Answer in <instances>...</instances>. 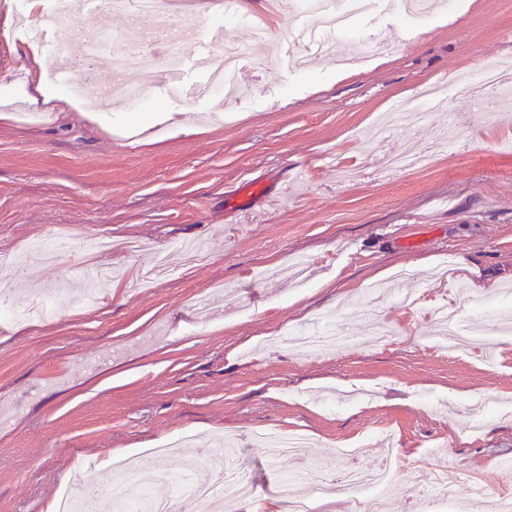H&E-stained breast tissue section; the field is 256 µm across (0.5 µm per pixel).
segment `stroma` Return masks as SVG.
<instances>
[{"mask_svg": "<svg viewBox=\"0 0 512 512\" xmlns=\"http://www.w3.org/2000/svg\"><path fill=\"white\" fill-rule=\"evenodd\" d=\"M257 20L278 39L258 49L267 61L249 72L243 98H170L157 45L126 74L150 79L147 108L124 103L97 57L84 70L112 88L111 101L0 124V298L62 286L69 301L52 319L0 329V512H55L71 481L107 482L114 457L186 430L206 445L188 459L165 456L163 469L211 483L225 438L251 474L255 498L227 512H285L282 474L328 463L363 433H395L385 512H474L467 491L445 505L411 491L443 461L493 487L496 461L512 459V337H495L492 368L430 354L426 330L395 295L449 291L433 276L448 259L454 279L479 284L485 299L512 285V105L483 109L451 88L512 58V0H458L421 29L375 10L353 34L399 50L352 70L330 58L283 68L280 53L308 20L299 0H255L225 22V40L255 47ZM73 26L64 47H40L47 64L127 28L113 13ZM444 81L446 109L368 143L378 114ZM177 111L196 133L162 121ZM452 112L462 120L457 149L420 172L387 171L385 156L431 148ZM295 177L306 192L270 210ZM246 179L264 197L242 199ZM54 236L74 238L75 251L56 264L28 260L33 243ZM402 267L416 276L394 278ZM327 321L351 336L338 351L278 342ZM381 321L398 332L386 349L368 341ZM481 396L483 424L466 430V406ZM290 433L310 438V461L267 442ZM439 442L452 445L443 461L431 453Z\"/></svg>", "mask_w": 512, "mask_h": 512, "instance_id": "stroma-1", "label": "stroma"}]
</instances>
